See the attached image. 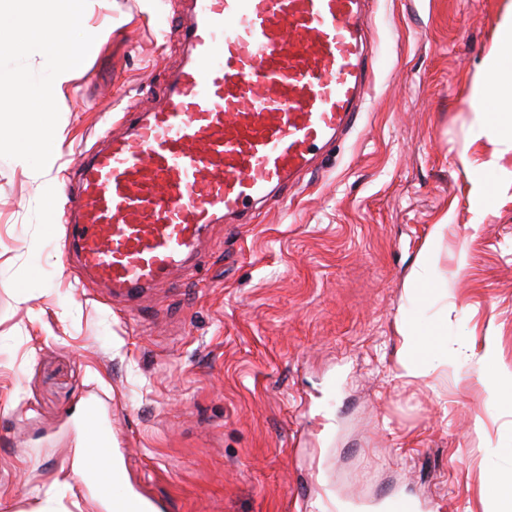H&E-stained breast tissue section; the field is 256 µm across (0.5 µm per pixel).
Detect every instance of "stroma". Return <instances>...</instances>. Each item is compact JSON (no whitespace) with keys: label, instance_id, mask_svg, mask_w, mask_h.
<instances>
[{"label":"stroma","instance_id":"stroma-1","mask_svg":"<svg viewBox=\"0 0 512 512\" xmlns=\"http://www.w3.org/2000/svg\"><path fill=\"white\" fill-rule=\"evenodd\" d=\"M190 0H88L99 32L57 99L43 172L0 158V512H107L75 474L85 411L160 512H484L512 483V149L470 96L512 0H371L375 75L353 129L196 269L135 302L65 262L76 166L180 67ZM487 169L477 202L469 169ZM444 225L446 371L404 377L408 279ZM42 244L39 258L28 251ZM466 263H459V251Z\"/></svg>","mask_w":512,"mask_h":512}]
</instances>
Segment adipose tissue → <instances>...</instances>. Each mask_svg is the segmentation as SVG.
Wrapping results in <instances>:
<instances>
[{
  "label": "adipose tissue",
  "instance_id": "ef3b65f1",
  "mask_svg": "<svg viewBox=\"0 0 512 512\" xmlns=\"http://www.w3.org/2000/svg\"><path fill=\"white\" fill-rule=\"evenodd\" d=\"M498 48L490 50L482 70L481 84L474 93L482 102L479 112L481 129L501 134L512 148V58L503 55L500 45L512 44V20L504 23L498 32ZM496 86V96H489V86ZM443 280L440 253L434 247L421 252L406 284L407 299L417 308H426ZM399 332L403 344L398 359L405 377L419 378L436 374L443 362L439 356L442 340L448 333L443 324L425 328L419 321L402 320Z\"/></svg>",
  "mask_w": 512,
  "mask_h": 512
}]
</instances>
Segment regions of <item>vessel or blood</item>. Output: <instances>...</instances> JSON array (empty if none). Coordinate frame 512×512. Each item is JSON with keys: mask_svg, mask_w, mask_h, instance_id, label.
<instances>
[{"mask_svg": "<svg viewBox=\"0 0 512 512\" xmlns=\"http://www.w3.org/2000/svg\"><path fill=\"white\" fill-rule=\"evenodd\" d=\"M370 0H192L157 103L79 164L68 255L111 299L188 268L208 225L244 223L352 128Z\"/></svg>", "mask_w": 512, "mask_h": 512, "instance_id": "vessel-or-blood-1", "label": "vessel or blood"}]
</instances>
